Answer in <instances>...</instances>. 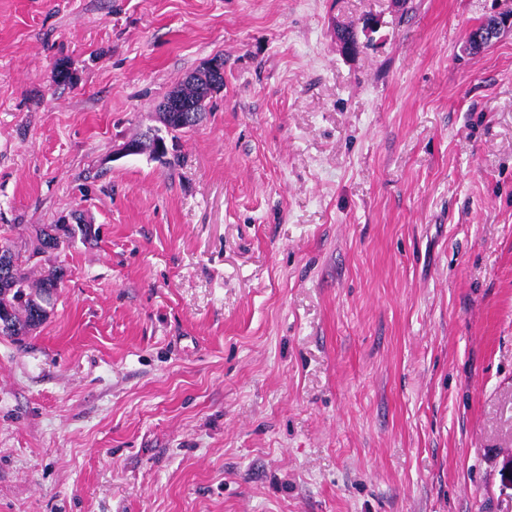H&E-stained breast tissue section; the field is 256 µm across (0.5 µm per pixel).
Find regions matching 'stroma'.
Listing matches in <instances>:
<instances>
[{
  "label": "stroma",
  "instance_id": "35a3bbf8",
  "mask_svg": "<svg viewBox=\"0 0 512 512\" xmlns=\"http://www.w3.org/2000/svg\"><path fill=\"white\" fill-rule=\"evenodd\" d=\"M511 9L0 0V239L99 230L0 337V512H512V30L465 49ZM512 30V14L494 12L483 18L481 28H476L473 32L479 30V34L483 35V39L479 36L475 43L468 41V47L471 51H479L486 45L495 41L505 30ZM168 96H169V94L167 95V97ZM166 98L162 101V105H161V108L164 112H171V113L172 112H187L188 115H189V112H191V117L189 119H187L186 121L180 122V120L176 119L170 123V127L173 129L172 130L173 132L177 133L183 129L196 127L204 119V115L206 112L205 105L202 107V109L200 108L196 112H192L195 107L191 106L187 103H184L177 96L172 95L171 97H169L167 99ZM170 127H169V129H170ZM175 133L173 135L174 138L177 137L175 135ZM59 224H65L70 229L74 227L73 224H82L80 225L81 229L79 227V230L82 232L83 236L86 238L91 235V225L84 224L81 217L76 213H72L70 217L63 216L60 218L58 224H53L46 229L40 230L37 239L41 244L42 253H47L49 250L55 249L58 246L55 234L62 229L61 225Z\"/></svg>",
  "mask_w": 512,
  "mask_h": 512
}]
</instances>
